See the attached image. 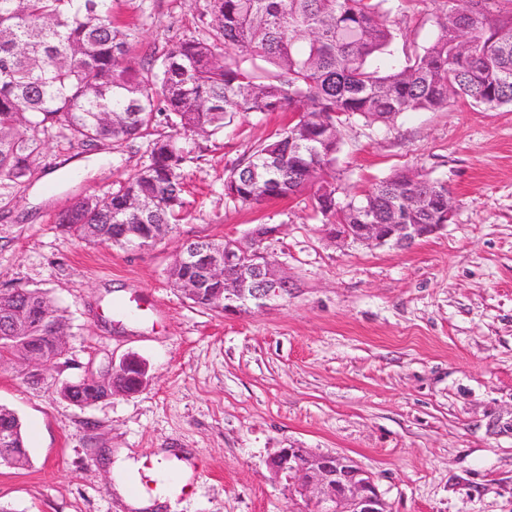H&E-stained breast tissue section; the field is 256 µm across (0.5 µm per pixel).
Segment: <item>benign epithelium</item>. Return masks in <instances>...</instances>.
<instances>
[{"mask_svg":"<svg viewBox=\"0 0 512 512\" xmlns=\"http://www.w3.org/2000/svg\"><path fill=\"white\" fill-rule=\"evenodd\" d=\"M441 224H329L330 238L341 242L404 247L424 239ZM280 233V226L261 224L241 241L233 240L216 254L193 243L179 257L193 253L211 282L224 283L223 311L226 315L261 310L292 294V281L271 258L266 242ZM54 360L30 353L25 361L23 380L42 383L48 380ZM106 370L135 372L131 387L120 389L123 395L142 390L150 381L148 365L129 355L120 362H109ZM273 477L288 489L290 499H302L306 512H386L373 476L354 460L334 453L313 454L306 448H280L266 459Z\"/></svg>","mask_w":512,"mask_h":512,"instance_id":"obj_1","label":"benign epithelium"}]
</instances>
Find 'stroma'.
<instances>
[{
	"mask_svg": "<svg viewBox=\"0 0 512 512\" xmlns=\"http://www.w3.org/2000/svg\"><path fill=\"white\" fill-rule=\"evenodd\" d=\"M383 61L437 36L442 0H399ZM206 0H118L135 58L199 35ZM288 115L237 116L184 163L183 218L145 247L89 245L61 224L78 200L116 190L150 140L101 149L60 137L20 184H0V291L38 289L62 310V378L133 353L151 380L82 408L51 382L0 366V405L24 425L29 462L0 466L11 512H134L116 486L180 472L160 512H304L265 460L298 446L355 460L388 512H512V107L449 97L438 112L345 127L338 168L360 192L399 169L445 183L443 230L409 247L340 245L307 194L258 208L224 192L231 168ZM259 224L293 281L288 300L227 315L169 282L188 242L242 239Z\"/></svg>",
	"mask_w": 512,
	"mask_h": 512,
	"instance_id": "1",
	"label": "stroma"
}]
</instances>
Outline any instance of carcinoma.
I'll return each mask as SVG.
<instances>
[{"instance_id":"cac0c4a2","label":"carcinoma","mask_w":512,"mask_h":512,"mask_svg":"<svg viewBox=\"0 0 512 512\" xmlns=\"http://www.w3.org/2000/svg\"><path fill=\"white\" fill-rule=\"evenodd\" d=\"M390 0H206L202 34L139 65L133 29L113 0H0V182L31 176L46 138L99 148L152 135L149 162L103 198L76 203L62 223L81 241L128 247L160 240L183 208L189 140L224 130L239 114L289 112L232 168L225 194L244 206L312 191L326 224H438L448 188L400 170L348 194L336 170L341 129L353 118L390 123L437 112L458 95L489 110L512 106V0H446L438 34L399 68L374 60L395 39ZM164 117L171 133L157 130ZM178 290L202 288L200 266L176 262ZM50 318L42 322L41 314ZM66 319L40 290L0 293V363L67 352ZM0 465L23 456L20 419L0 407Z\"/></svg>"}]
</instances>
